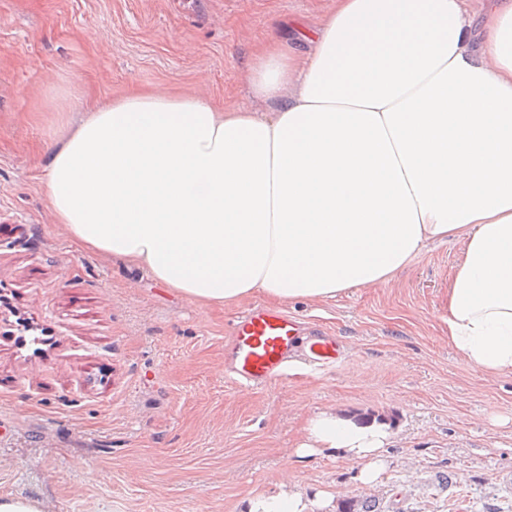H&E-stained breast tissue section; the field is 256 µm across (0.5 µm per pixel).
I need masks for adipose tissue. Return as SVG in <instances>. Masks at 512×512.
<instances>
[{"label":"adipose tissue","mask_w":512,"mask_h":512,"mask_svg":"<svg viewBox=\"0 0 512 512\" xmlns=\"http://www.w3.org/2000/svg\"><path fill=\"white\" fill-rule=\"evenodd\" d=\"M263 46L264 110L137 91L88 107L49 149L43 194L82 248L207 308L321 302L462 245L448 344L512 376V0H332ZM389 438L328 409L297 455L341 450L375 482ZM289 475L240 512H331Z\"/></svg>","instance_id":"1"}]
</instances>
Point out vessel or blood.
Segmentation results:
<instances>
[{
    "label": "vessel or blood",
    "instance_id": "vessel-or-blood-1",
    "mask_svg": "<svg viewBox=\"0 0 512 512\" xmlns=\"http://www.w3.org/2000/svg\"><path fill=\"white\" fill-rule=\"evenodd\" d=\"M299 325L288 314L254 308L235 326L226 350L229 371L235 381L265 386L283 374L288 357L298 346ZM332 337L316 336L307 343L310 363L324 366L339 359Z\"/></svg>",
    "mask_w": 512,
    "mask_h": 512
}]
</instances>
